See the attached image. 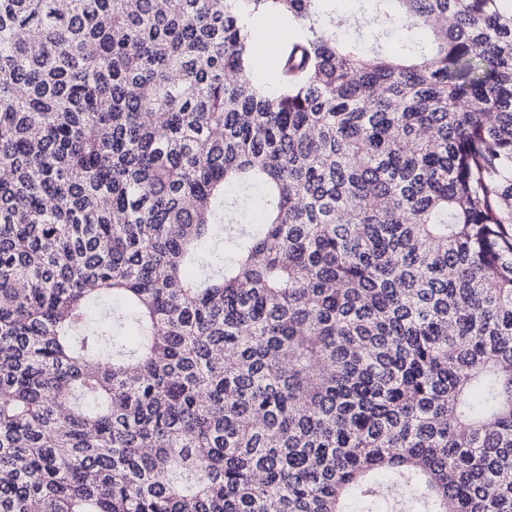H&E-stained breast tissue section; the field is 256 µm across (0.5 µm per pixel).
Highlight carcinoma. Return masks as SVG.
I'll use <instances>...</instances> for the list:
<instances>
[{"label": "carcinoma", "mask_w": 512, "mask_h": 512, "mask_svg": "<svg viewBox=\"0 0 512 512\" xmlns=\"http://www.w3.org/2000/svg\"><path fill=\"white\" fill-rule=\"evenodd\" d=\"M318 2L0 0V512H512V0ZM320 4L325 11L344 14L350 18V25L336 32V35L339 39L356 43L360 47L368 46L367 42L359 39L361 30L371 25L377 11L384 7L383 4L372 0H322ZM354 19L358 20L357 24H354Z\"/></svg>", "instance_id": "1"}]
</instances>
